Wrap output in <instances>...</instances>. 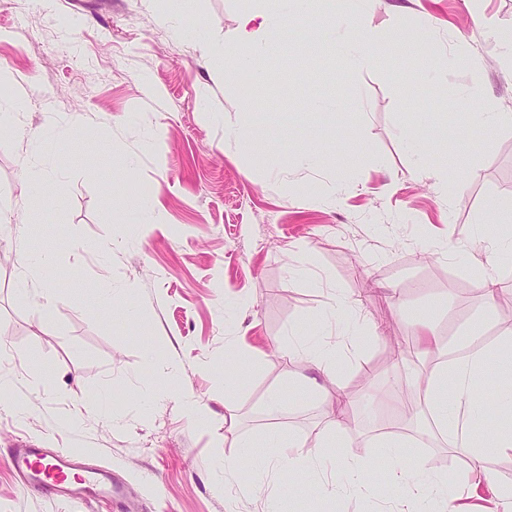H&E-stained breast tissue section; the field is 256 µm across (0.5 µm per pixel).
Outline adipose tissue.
Masks as SVG:
<instances>
[{
  "label": "adipose tissue",
  "instance_id": "adipose-tissue-1",
  "mask_svg": "<svg viewBox=\"0 0 512 512\" xmlns=\"http://www.w3.org/2000/svg\"><path fill=\"white\" fill-rule=\"evenodd\" d=\"M293 19L288 0H247L239 18L235 44L215 45L211 51L231 65L248 64L254 77H261L262 69L254 57L256 50L279 53L277 33ZM459 343L462 356L418 372L415 380L419 398L431 413L430 436L445 447L464 452L468 459L462 474L464 483L484 487L496 506L495 512H512V483L501 481L487 467L492 456L512 451V431L487 419L492 411L499 414L512 411V336L483 343L469 327L460 335ZM350 347L349 341L339 338L314 347L294 341L281 343L276 351L291 362L332 373L345 365ZM494 368L507 382L499 388L495 404L489 409L478 401L477 389ZM343 428L340 417L328 416L316 431V451L307 458L309 469L325 473L314 486L316 496L325 500L348 492L360 493L370 481L368 459L333 455L332 449ZM376 445L394 462L389 483L397 495L389 503L388 512H416L417 505L428 502L427 489L440 483V476L421 469L408 470L401 465L406 449L417 447L416 438L388 431L377 436Z\"/></svg>",
  "mask_w": 512,
  "mask_h": 512
}]
</instances>
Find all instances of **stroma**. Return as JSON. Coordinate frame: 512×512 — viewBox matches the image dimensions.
Here are the masks:
<instances>
[{
  "instance_id": "35a3bbf8",
  "label": "stroma",
  "mask_w": 512,
  "mask_h": 512,
  "mask_svg": "<svg viewBox=\"0 0 512 512\" xmlns=\"http://www.w3.org/2000/svg\"><path fill=\"white\" fill-rule=\"evenodd\" d=\"M244 6L0 0V104L13 107L0 197L24 226L0 238V377L11 381L0 395V512H262L268 497L279 512H381L392 491L374 437L395 402L390 384L409 378L406 361L390 362L393 346L422 320L454 340L484 309L473 267L490 269L512 300V260L490 258L493 206L512 198V127L481 131L472 120L512 113V70L488 27L512 29V0H374L360 19H334L340 36L356 26L403 37L372 68L349 69L324 41L306 62L262 59L259 82L206 54L235 43ZM428 19L423 53L405 37ZM231 127L251 134L250 152L225 145ZM441 128L447 138L423 145L404 135ZM27 159L53 173L37 195L20 184ZM152 193L144 227L128 203ZM37 244L52 252L39 275L55 292L48 311L18 291L20 254ZM102 288L112 291L106 309ZM337 291L354 310L333 308ZM128 305L136 324L121 316ZM292 331L361 335L342 370L318 377L321 399L293 391L305 368L271 352ZM231 343L254 369L228 394ZM146 385L155 405L138 397ZM274 388L298 462L337 392L348 393L340 441L370 459L371 490L324 501L289 495L273 472L256 479ZM186 394L201 418L184 411ZM103 395L114 421L95 417ZM77 409L86 422L74 427ZM431 424L422 408L388 425L420 441L405 465L442 476L434 498L479 505L482 490L458 480L463 454L430 441ZM21 447L66 448L110 468L121 494L107 508L25 487L8 462ZM225 457L237 458L235 475L217 468Z\"/></svg>"
}]
</instances>
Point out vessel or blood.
Returning a JSON list of instances; mask_svg holds the SVG:
<instances>
[{
	"mask_svg": "<svg viewBox=\"0 0 512 512\" xmlns=\"http://www.w3.org/2000/svg\"><path fill=\"white\" fill-rule=\"evenodd\" d=\"M10 462L33 488L55 494L87 493L96 499L112 497V478L107 470L83 467L65 449L16 448Z\"/></svg>",
	"mask_w": 512,
	"mask_h": 512,
	"instance_id": "1",
	"label": "vessel or blood"
}]
</instances>
